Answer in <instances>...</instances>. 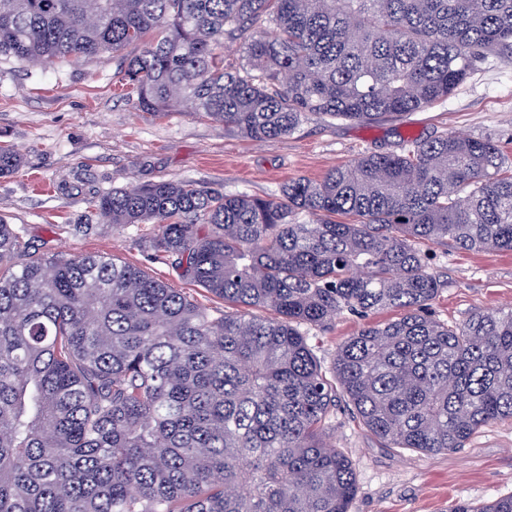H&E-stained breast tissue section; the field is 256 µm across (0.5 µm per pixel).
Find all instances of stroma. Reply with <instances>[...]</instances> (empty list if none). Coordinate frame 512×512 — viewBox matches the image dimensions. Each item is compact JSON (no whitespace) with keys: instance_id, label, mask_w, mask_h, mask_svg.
<instances>
[{"instance_id":"1","label":"stroma","mask_w":512,"mask_h":512,"mask_svg":"<svg viewBox=\"0 0 512 512\" xmlns=\"http://www.w3.org/2000/svg\"><path fill=\"white\" fill-rule=\"evenodd\" d=\"M118 59L102 53L74 64L0 61V145L18 151L21 166L0 175V214L22 226L42 253L108 254L144 267L154 278L220 310L223 300L149 262L139 246L152 225L115 232L94 225L89 199L113 188L168 179L227 194H279L284 183L319 180L368 152L398 150L403 140L442 132L485 138L512 157V60L477 65L448 99L402 118L373 123L310 120L289 136L255 144L221 122L190 112L157 118L140 110L119 82ZM430 272L441 282L431 314L451 325L471 314L512 305V251H465L423 243ZM370 319L343 313L308 329L323 368L338 347ZM330 442L352 461L357 495L350 512H446L454 502L477 505L512 496V421L478 429L464 447L441 454L389 448L338 400Z\"/></svg>"}]
</instances>
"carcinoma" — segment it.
I'll use <instances>...</instances> for the list:
<instances>
[{
	"label": "carcinoma",
	"instance_id": "obj_1",
	"mask_svg": "<svg viewBox=\"0 0 512 512\" xmlns=\"http://www.w3.org/2000/svg\"><path fill=\"white\" fill-rule=\"evenodd\" d=\"M107 51L141 110L189 105L265 142L447 98L512 55V0H0L1 59ZM21 162L0 148V174ZM92 206L114 231L153 225V259L231 310L113 257L45 256L0 216V512H349L337 397L387 447L434 454L512 419V306L433 319L417 247L512 251V163L491 140L411 139L275 197L158 180ZM381 310L399 317L348 337L327 375L302 327Z\"/></svg>",
	"mask_w": 512,
	"mask_h": 512
}]
</instances>
